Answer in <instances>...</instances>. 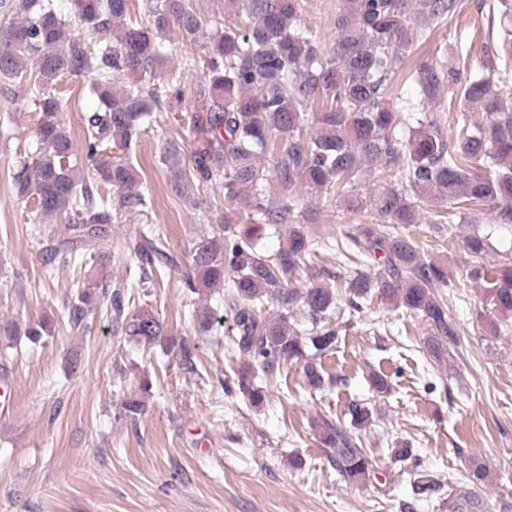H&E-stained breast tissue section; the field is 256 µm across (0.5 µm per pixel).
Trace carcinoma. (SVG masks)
Masks as SVG:
<instances>
[{
  "label": "carcinoma",
  "mask_w": 512,
  "mask_h": 512,
  "mask_svg": "<svg viewBox=\"0 0 512 512\" xmlns=\"http://www.w3.org/2000/svg\"><path fill=\"white\" fill-rule=\"evenodd\" d=\"M11 0L13 21L0 42V76L29 84L38 114L37 145L24 150L12 181L16 196L33 199L30 223L61 218L68 224L74 259L86 267L98 262L99 243L108 225L129 212L144 214L153 205L150 187L129 162L112 156L138 146L153 113L181 101L182 70L203 62L198 88L201 108L189 115L194 141L185 154L176 142L161 138L158 150L175 188L197 185L224 188V202L243 200L249 223L229 216L206 218L208 230L190 242L191 265L182 274L185 288L202 295L223 290L222 303L233 312L229 345L239 357L234 388L250 406L266 400L259 373L273 374L286 361L302 363L305 383L316 393L338 383L322 358L336 350L341 301L354 312L376 298L401 317L410 313L427 327L424 344L438 362L447 345L458 343L459 329L448 314L442 289L448 265L422 253L410 234L393 235L390 224H419L425 198L448 208L428 224L465 223L466 212L486 206L496 224H512V100L498 93L512 76L502 46L512 39V0L488 4V29L501 24L500 43L493 36L482 47L480 66L472 68V42L462 28L439 31L455 16L460 0H336V41L329 50L301 26L309 0H224L233 12L203 22L193 0ZM78 21L85 37L75 36ZM176 32L200 43L206 58H186L177 69L167 66L165 42ZM95 49H90V42ZM88 75L83 94L92 102L83 117L84 136L76 146L60 119L57 86L67 76ZM416 86L413 96L387 99L394 80ZM321 100V110L307 116L306 102ZM455 113L452 131L445 129ZM481 118L472 122L469 113ZM94 171L83 174V167ZM378 182L376 191H359L360 175ZM323 200L341 215L365 213L366 220L346 226L343 238L314 241L301 199ZM288 227V236L273 253L258 250L267 227ZM467 249L479 257L494 255L492 234H470ZM323 249L358 266L339 288L322 283L299 290L292 286L307 256ZM133 253L168 267L161 227L147 224L137 232ZM470 279L483 284L498 312L512 314V259L474 265ZM110 294L115 331L124 341L149 349L160 347L185 370L195 371V347L171 334L156 315L138 308L127 287ZM101 288L89 279L77 302L64 307L80 326ZM345 295H340V290ZM302 305L309 327L302 333L290 323ZM267 305L277 307L266 316ZM44 319L25 329L37 342L50 335ZM378 395L391 390L382 371L368 375ZM146 402L140 392L120 397L119 412L137 422ZM349 425L318 416L312 423L322 447L342 481L363 485L375 474V460L351 430L372 425L367 403L347 405ZM390 458L409 463L408 473L421 494H434L441 483L422 470L412 449L396 444ZM463 477L481 486L490 477L478 455L467 457ZM459 512H484L483 502L464 493Z\"/></svg>",
  "instance_id": "cac0c4a2"
}]
</instances>
